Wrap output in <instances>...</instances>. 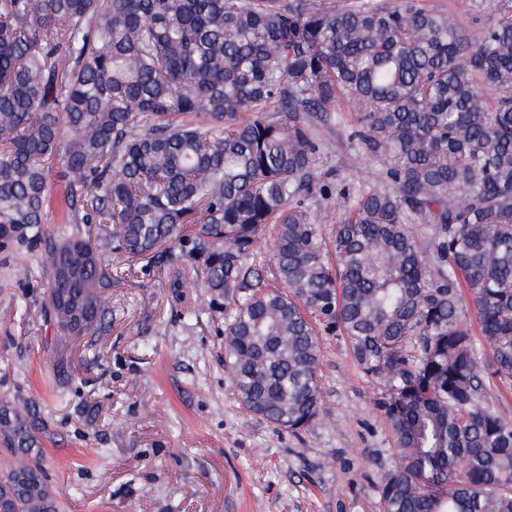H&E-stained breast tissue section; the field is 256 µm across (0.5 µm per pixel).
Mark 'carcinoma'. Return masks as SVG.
<instances>
[{"instance_id": "cac0c4a2", "label": "carcinoma", "mask_w": 512, "mask_h": 512, "mask_svg": "<svg viewBox=\"0 0 512 512\" xmlns=\"http://www.w3.org/2000/svg\"><path fill=\"white\" fill-rule=\"evenodd\" d=\"M473 7L471 36L419 0H0V248L38 247L57 338L104 328L102 251L164 257L185 318L224 313L253 416L316 422L319 329L384 384L383 512H512V420L484 402L512 380V9ZM344 105L382 187L316 173ZM317 197L347 207L328 238ZM43 433L0 407V512H60Z\"/></svg>"}]
</instances>
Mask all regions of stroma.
<instances>
[{"label": "stroma", "mask_w": 512, "mask_h": 512, "mask_svg": "<svg viewBox=\"0 0 512 512\" xmlns=\"http://www.w3.org/2000/svg\"><path fill=\"white\" fill-rule=\"evenodd\" d=\"M352 111L318 130V173L378 186L380 162L349 138ZM107 331L56 342L47 284L19 277L38 250L0 251V405L32 401L60 512H382L395 437L382 385L320 334L322 413L299 433L241 404L224 368V319L187 320L166 266L115 254Z\"/></svg>", "instance_id": "stroma-1"}]
</instances>
